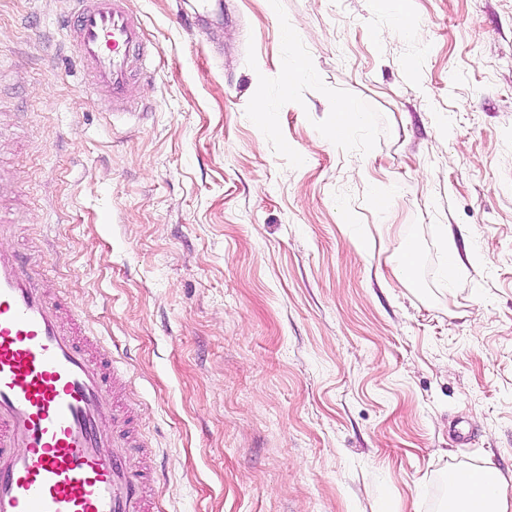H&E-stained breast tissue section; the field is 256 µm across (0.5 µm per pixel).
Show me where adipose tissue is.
I'll return each instance as SVG.
<instances>
[{
	"label": "adipose tissue",
	"instance_id": "obj_1",
	"mask_svg": "<svg viewBox=\"0 0 512 512\" xmlns=\"http://www.w3.org/2000/svg\"><path fill=\"white\" fill-rule=\"evenodd\" d=\"M446 512H512V482L492 467L460 465L448 473Z\"/></svg>",
	"mask_w": 512,
	"mask_h": 512
}]
</instances>
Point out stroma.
Wrapping results in <instances>:
<instances>
[{"mask_svg":"<svg viewBox=\"0 0 512 512\" xmlns=\"http://www.w3.org/2000/svg\"><path fill=\"white\" fill-rule=\"evenodd\" d=\"M222 2L129 0L156 49L129 116L76 74L69 0H0L7 244L124 370L155 512L512 480V0ZM359 122V115L349 103H340L336 107V116L328 128V135L336 141L342 140L351 125Z\"/></svg>","mask_w":512,"mask_h":512,"instance_id":"1","label":"stroma"}]
</instances>
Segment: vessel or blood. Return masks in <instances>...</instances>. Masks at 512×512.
Instances as JSON below:
<instances>
[{
  "label": "vessel or blood",
  "instance_id": "obj_1",
  "mask_svg": "<svg viewBox=\"0 0 512 512\" xmlns=\"http://www.w3.org/2000/svg\"><path fill=\"white\" fill-rule=\"evenodd\" d=\"M75 65L101 100L125 104L153 49L127 0H72ZM124 373L48 300L39 273L0 246V512H154L148 472L127 462ZM122 419L115 436L108 421Z\"/></svg>",
  "mask_w": 512,
  "mask_h": 512
}]
</instances>
